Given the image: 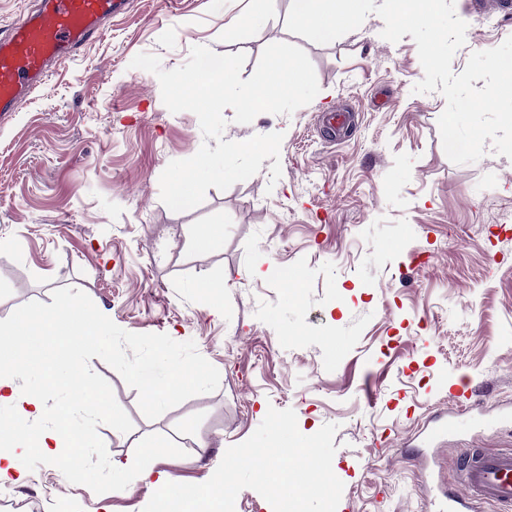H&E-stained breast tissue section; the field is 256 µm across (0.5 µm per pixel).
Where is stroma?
Wrapping results in <instances>:
<instances>
[{"label": "stroma", "mask_w": 512, "mask_h": 512, "mask_svg": "<svg viewBox=\"0 0 512 512\" xmlns=\"http://www.w3.org/2000/svg\"><path fill=\"white\" fill-rule=\"evenodd\" d=\"M455 9L467 24L452 60L459 73L472 52L512 36V16L473 0ZM289 10V0H133L0 119V320L77 287L126 331L194 341L220 373L216 391L150 420L137 389L91 358L133 423L126 434L98 426L111 461L130 466L151 434L186 455L156 459L103 494L38 466L42 484L13 487L41 512H142L158 474L207 481L272 407L293 410L305 435L337 424L338 512H438L460 489L463 449L512 450V159L491 149L471 164L447 158L446 100L414 93L424 71L411 35L383 39L372 13L317 44L288 31ZM257 11L263 25L229 31L234 16ZM276 40L306 52L316 97L248 127L232 108L223 115L228 141L283 133L280 179L266 160L253 178L208 189L196 208L170 210L160 175L204 137L197 116L170 112L157 77L131 60L153 53L172 70L200 45L244 53L247 79ZM336 110L353 120L335 140L319 123ZM202 225L221 230L222 248L185 247ZM203 280L223 284L219 312ZM464 382L481 409H453L449 390ZM448 411L457 433L422 446Z\"/></svg>", "instance_id": "obj_1"}]
</instances>
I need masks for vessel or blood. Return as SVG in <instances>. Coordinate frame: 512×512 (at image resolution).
<instances>
[{
	"label": "vessel or blood",
	"instance_id": "obj_1",
	"mask_svg": "<svg viewBox=\"0 0 512 512\" xmlns=\"http://www.w3.org/2000/svg\"><path fill=\"white\" fill-rule=\"evenodd\" d=\"M115 0H40L39 10L0 35V109H20L32 88L48 80V64L70 58L105 32ZM469 494L448 497L446 512H478L492 501L512 512V451L469 449L459 472Z\"/></svg>",
	"mask_w": 512,
	"mask_h": 512
}]
</instances>
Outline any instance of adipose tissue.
Returning <instances> with one entry per match:
<instances>
[{
    "label": "adipose tissue",
    "instance_id": "obj_1",
    "mask_svg": "<svg viewBox=\"0 0 512 512\" xmlns=\"http://www.w3.org/2000/svg\"><path fill=\"white\" fill-rule=\"evenodd\" d=\"M47 326L62 331L67 346L55 351L33 347L31 339L37 330L25 316L14 319L8 329L0 333V438L10 444L8 452H0V479L9 478L19 456L29 449L56 452L58 460L64 464L70 458V449L89 445L84 434L70 428L63 418L38 437L25 438L26 422L39 418L43 411V392L61 387L68 395L69 406H83L100 415L106 411L105 400L91 395L76 366H68L64 371L59 368L60 360L68 357L70 348L84 345L88 337L100 334L101 319L77 305L57 311ZM34 373L40 377L39 389L21 392L14 383L15 376Z\"/></svg>",
    "mask_w": 512,
    "mask_h": 512
}]
</instances>
